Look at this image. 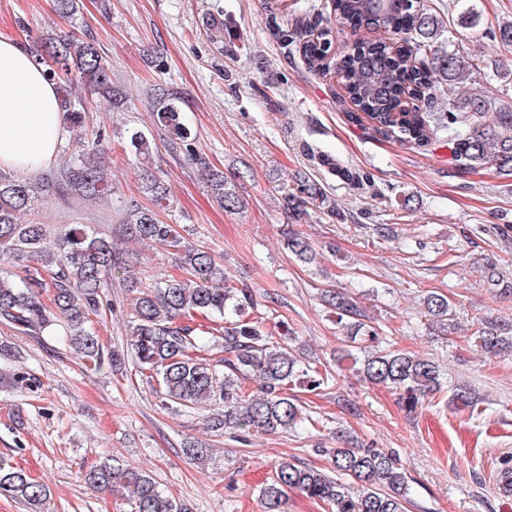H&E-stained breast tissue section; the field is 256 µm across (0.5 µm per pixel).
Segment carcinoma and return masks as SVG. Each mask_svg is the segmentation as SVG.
<instances>
[{
    "label": "carcinoma",
    "mask_w": 512,
    "mask_h": 512,
    "mask_svg": "<svg viewBox=\"0 0 512 512\" xmlns=\"http://www.w3.org/2000/svg\"><path fill=\"white\" fill-rule=\"evenodd\" d=\"M331 3L336 24L307 15L295 20L291 29L279 30V35L297 46L315 72L330 68L337 28L354 33L382 29L392 35L374 42L359 39L337 62L343 79L338 99L350 106L351 121L366 120L382 138L418 147L431 145L439 133L446 132L451 157L463 168H492L502 176H512V108H492L476 88L460 92L466 77L481 70V61L441 40L443 19L439 15L418 8L416 0ZM54 10L72 20L79 12L78 0H54ZM42 48L51 59L46 69L51 81L66 85L75 81L109 101L112 108L123 105L124 97L112 84L109 64L94 39L57 34ZM404 95L419 105L399 109ZM181 103L175 92L164 90L157 98L156 118L173 135L171 148L183 152L201 171L218 206L229 212L238 210L242 200L234 184L193 147ZM107 148L98 136L68 166L45 177L0 173V258L21 262L24 268L17 280L0 277V321L20 334L52 333L63 326L69 345L81 354L86 368L97 371L107 363L117 373L126 367L125 357L105 348L97 324L107 306L104 276L118 269L133 294L129 331L134 368L164 408L194 411L214 403L219 409L208 416L207 427L239 439L315 424L288 390L297 384L310 391L321 389L333 379L330 364L303 363L293 337L269 336L250 318L257 306L252 291L225 286L223 262L191 244L185 225L159 219L157 210L169 205V190L152 171L145 169L140 175L142 193L152 207L130 204L126 230L141 242L164 245L178 261V277L144 287L131 273L138 258L115 252L112 243L85 225H72L48 247L45 225L20 223V216L40 195L86 200L109 195L111 185L101 164ZM278 192L283 208L295 218L310 204L335 210L321 187L304 177ZM286 247L303 263L318 260L316 248L300 232L288 234ZM324 302L348 341L360 343L359 349L366 351L361 361L346 353L353 363H361L357 373L362 380L395 391L410 410L444 392L443 373L434 360L381 347L380 327L357 297L343 289L327 290ZM423 305L429 320L449 324L447 296L429 293ZM197 314L221 319L224 325L208 336L189 324ZM472 337L485 354L512 356L511 321L483 320L474 325ZM211 342L223 349L224 357L195 356ZM12 380L22 392L40 385L26 371L14 373ZM252 380L257 382L254 391L247 388ZM450 403L473 412L479 399L470 388L459 385ZM336 439L342 446L317 449L329 458V471L288 460L278 463L274 477L261 492L264 512H285L290 492L322 503L328 512H406L409 481L397 459L358 442L344 430L336 431ZM85 480L95 489L120 493L132 512H189L150 473L131 467L119 456L92 465ZM0 494L14 498L30 512H43L51 492L47 484L0 459Z\"/></svg>",
    "instance_id": "1"
}]
</instances>
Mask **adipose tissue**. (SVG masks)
Returning <instances> with one entry per match:
<instances>
[{
	"instance_id": "obj_1",
	"label": "adipose tissue",
	"mask_w": 512,
	"mask_h": 512,
	"mask_svg": "<svg viewBox=\"0 0 512 512\" xmlns=\"http://www.w3.org/2000/svg\"><path fill=\"white\" fill-rule=\"evenodd\" d=\"M61 134L55 83L19 41L0 37V169L23 176L42 168Z\"/></svg>"
}]
</instances>
